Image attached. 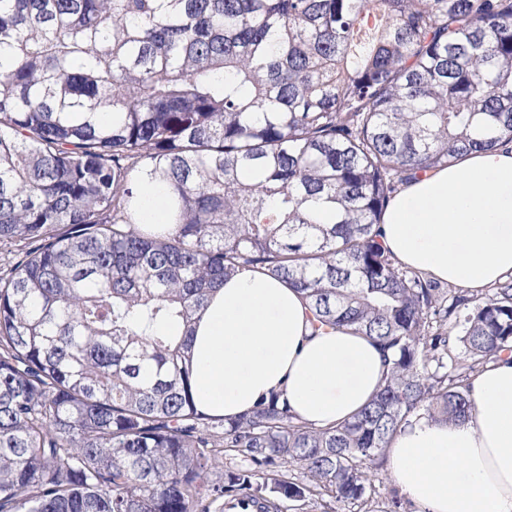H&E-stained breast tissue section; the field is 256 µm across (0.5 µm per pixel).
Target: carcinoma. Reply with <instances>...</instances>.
<instances>
[{
  "label": "carcinoma",
  "mask_w": 512,
  "mask_h": 512,
  "mask_svg": "<svg viewBox=\"0 0 512 512\" xmlns=\"http://www.w3.org/2000/svg\"><path fill=\"white\" fill-rule=\"evenodd\" d=\"M503 143L512 0H0V243L39 241L0 277V512L366 505L408 417H464L512 353V277L446 291L386 252L382 213ZM143 175L172 228L146 227ZM249 268L379 346L353 417L196 409L193 320Z\"/></svg>",
  "instance_id": "1"
}]
</instances>
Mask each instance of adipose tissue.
Instances as JSON below:
<instances>
[{"instance_id": "ef3b65f1", "label": "adipose tissue", "mask_w": 512, "mask_h": 512, "mask_svg": "<svg viewBox=\"0 0 512 512\" xmlns=\"http://www.w3.org/2000/svg\"><path fill=\"white\" fill-rule=\"evenodd\" d=\"M402 266L480 292L512 276V144L468 153L404 185L382 217ZM197 409L231 420L271 393L323 427L355 415L378 390L377 346L348 329L315 328L302 295L256 269L214 293L193 326ZM465 419L418 416L390 443L387 468L422 512H512V355L468 380Z\"/></svg>"}]
</instances>
